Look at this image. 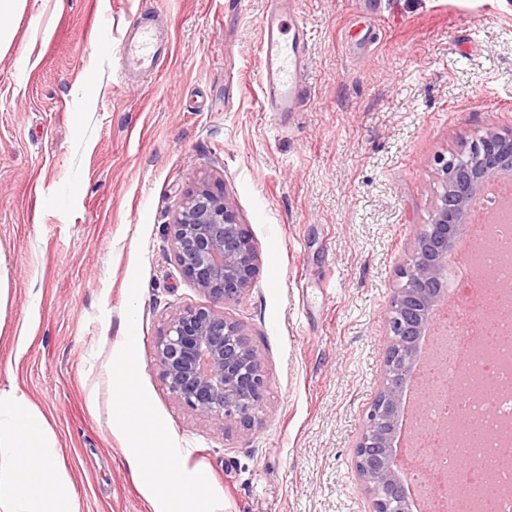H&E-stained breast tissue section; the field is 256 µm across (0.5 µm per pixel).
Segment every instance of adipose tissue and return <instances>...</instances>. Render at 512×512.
Listing matches in <instances>:
<instances>
[{
    "instance_id": "obj_1",
    "label": "adipose tissue",
    "mask_w": 512,
    "mask_h": 512,
    "mask_svg": "<svg viewBox=\"0 0 512 512\" xmlns=\"http://www.w3.org/2000/svg\"><path fill=\"white\" fill-rule=\"evenodd\" d=\"M132 372L128 363L113 377L116 415L145 483L167 492L156 512H217L204 471L187 468L180 449L158 457L144 452L145 434L160 435L164 428L134 420L144 403L130 389ZM74 500V485L56 461L44 416L16 391L0 390V512H74Z\"/></svg>"
}]
</instances>
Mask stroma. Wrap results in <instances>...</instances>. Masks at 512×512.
<instances>
[{
    "label": "stroma",
    "instance_id": "obj_1",
    "mask_svg": "<svg viewBox=\"0 0 512 512\" xmlns=\"http://www.w3.org/2000/svg\"><path fill=\"white\" fill-rule=\"evenodd\" d=\"M267 0H26L0 51V389L47 420L77 512H153L112 372L210 477L220 512H371L354 449L383 380L385 311L441 191L435 160L512 128V0H292L311 32L299 111L265 112ZM157 72L122 79L133 22ZM221 188L257 253L243 301L181 273L168 227ZM241 323L264 421L217 429L178 403L155 349L175 310ZM137 343L121 353L119 341Z\"/></svg>",
    "mask_w": 512,
    "mask_h": 512
}]
</instances>
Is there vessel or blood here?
<instances>
[{"label":"vessel or blood","mask_w":512,"mask_h":512,"mask_svg":"<svg viewBox=\"0 0 512 512\" xmlns=\"http://www.w3.org/2000/svg\"><path fill=\"white\" fill-rule=\"evenodd\" d=\"M282 0H270V9L261 26L262 104L268 112H293L301 108L298 95L306 70V47L310 33L303 22H295L292 37L282 27ZM164 46L154 31L133 23L129 37L119 49L120 66L126 70H152Z\"/></svg>","instance_id":"obj_1"}]
</instances>
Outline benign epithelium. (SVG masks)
Returning a JSON list of instances; mask_svg holds the SVG:
<instances>
[{
    "mask_svg": "<svg viewBox=\"0 0 512 512\" xmlns=\"http://www.w3.org/2000/svg\"><path fill=\"white\" fill-rule=\"evenodd\" d=\"M441 193L429 223L416 233L403 282L386 312L387 350L381 390L355 446L354 465L373 512H411L393 462L403 392L418 345L447 296L454 257L470 211L495 180L512 176V131L488 129L464 149L436 159ZM169 240L183 276L224 304L252 284L256 250L224 192L201 185L179 203ZM156 361L170 393L219 427L261 422L267 378L263 358L240 323L210 308L187 307L161 331Z\"/></svg>",
    "mask_w": 512,
    "mask_h": 512,
    "instance_id": "7a95c632",
    "label": "benign epithelium"
}]
</instances>
